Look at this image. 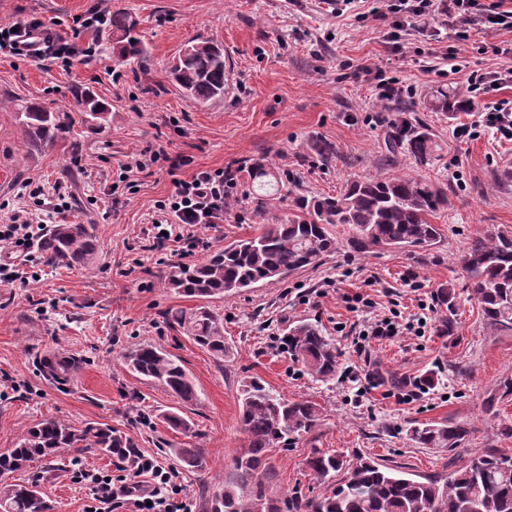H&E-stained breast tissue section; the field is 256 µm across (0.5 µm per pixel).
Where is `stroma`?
Returning a JSON list of instances; mask_svg holds the SVG:
<instances>
[{"label":"stroma","mask_w":512,"mask_h":512,"mask_svg":"<svg viewBox=\"0 0 512 512\" xmlns=\"http://www.w3.org/2000/svg\"><path fill=\"white\" fill-rule=\"evenodd\" d=\"M375 0L335 14L326 0H0V28L41 20L73 48L69 63L35 64L0 54V224L17 210L43 212L44 228L90 224L99 253L92 268L52 267L42 256L24 266L22 278L0 281V451L14 447L34 423L56 418L75 426L98 422L127 433L142 452L154 455L174 474L192 512L207 502L233 473L246 438L240 428L239 391L244 381L262 379L282 397L306 398L322 409L316 429L271 455L269 489L279 498H312L320 486L306 460L319 449L352 459L372 457L420 476H438L464 466L476 453L512 457V334L486 327L475 299L460 278V257L469 240L489 225L512 230V183L499 184L498 169L512 164V140L481 129L477 138L457 135L478 120L485 103L512 102V83L474 98L471 112L454 117L424 108L436 87L467 89V75L447 73L446 55L456 47L445 23L386 38L383 21L371 10ZM129 12L146 45L145 60L116 63L101 50L106 30L73 35L74 18L93 7ZM465 53L470 69L495 66L493 46H512V32L471 23ZM194 38L223 44L230 64L224 99L199 105L185 98L168 70ZM382 68L406 91L398 109L380 107L362 67ZM87 87L112 112L102 131L83 123L73 91ZM71 112L70 142L35 153L22 146L15 100ZM431 130L438 159L417 167L401 156L385 161V131L398 110ZM183 158L177 170L161 165L136 174L137 189L119 181L121 165L156 142ZM333 144L323 161L314 146ZM261 161L288 182V195L268 203L285 216L298 197L336 195L355 176L421 175L448 188V207L437 217L442 239L409 251L350 248L349 227L338 226L336 252L319 265L261 282L232 297L211 300L224 317V339L232 352L219 359L196 345L173 321L196 299L167 288L171 264L206 260L224 244L254 235L263 220L247 174ZM229 167L238 172L236 203L214 224L189 229L198 241L161 239L153 224L158 202L174 182L199 170ZM69 210L53 212L57 193ZM373 287H365V279ZM420 282L413 290L412 282ZM453 286L454 308L437 303L441 288ZM368 292L374 311L417 315L420 303L434 308L426 336H393L370 343L383 384L357 396L363 361L342 326L356 322L353 296ZM451 330H444V321ZM309 322L330 336L340 353L335 380L320 382L282 343L295 324ZM138 344H155L179 358L192 377L197 397L185 403L163 387L133 375L124 355ZM77 364L74 380L56 383L39 372L54 352ZM431 378L434 387L419 400L399 403L403 377ZM187 418L182 434L168 428L165 412ZM448 421L469 428L462 447L419 448L409 437L416 423ZM196 448L205 464L192 471L170 451ZM116 471L118 460L91 448H63L50 460L31 463L23 477L38 480L55 512H85L91 493L75 482V464Z\"/></svg>","instance_id":"35a3bbf8"}]
</instances>
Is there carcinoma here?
Here are the masks:
<instances>
[{
	"instance_id": "1",
	"label": "carcinoma",
	"mask_w": 512,
	"mask_h": 512,
	"mask_svg": "<svg viewBox=\"0 0 512 512\" xmlns=\"http://www.w3.org/2000/svg\"><path fill=\"white\" fill-rule=\"evenodd\" d=\"M170 70L173 81L186 97L208 104L224 99L228 67L224 46L210 40H192L185 45ZM105 51L117 61L145 54L137 22L128 13L112 12ZM74 98L87 127L100 129L109 123L108 105L88 88L76 89ZM433 112L455 116L470 112L474 102L458 88H436L423 98ZM31 152L52 148L70 139L72 118L37 102L15 105ZM386 150L395 159L403 154L427 166L437 159L438 145L432 134L401 115L390 122ZM273 170L262 162L250 171L252 183L263 190ZM448 207V188L419 176H372L351 181L339 195L301 196L294 212L260 227V232L236 240L196 263L170 267L165 284L176 293L200 300L233 296L259 282L317 265L336 251L338 241L331 227L347 224L356 231L350 247L360 253L374 248H427L437 244L441 228L431 223L437 212ZM43 259L55 266L86 268L98 254V240L87 224H55L40 239ZM467 288L477 301L485 325L512 333V231L496 225L469 242L461 258ZM174 321L200 347L222 359L230 354L224 341V318L207 305L191 312L179 310ZM288 353L301 361L319 381L336 378L338 352L333 340L319 326L299 323L284 337ZM136 375L164 386L183 402L197 397L192 379L179 359L153 344H142L128 356ZM49 379L65 382L76 365L60 354L41 363ZM321 408L310 400H285L254 378L243 384L240 425L247 446L233 463L234 479L213 496L209 512H512V458L483 453L472 457L448 476L408 477L404 472L371 458L315 451L307 467L323 492L311 499H276L266 492L269 455L291 440L310 434L319 424ZM421 448H458L469 436L459 424H420L411 429ZM135 443L109 426L44 419L28 428L17 445L0 453V475L23 472L35 461L52 458L61 448H95L110 456ZM170 453L187 469H198L204 459L196 448H172ZM343 474L336 479L337 474ZM51 506L38 481L0 483V512H50Z\"/></svg>"
}]
</instances>
